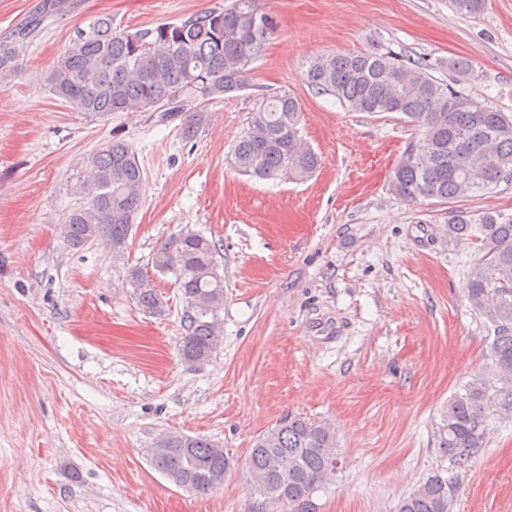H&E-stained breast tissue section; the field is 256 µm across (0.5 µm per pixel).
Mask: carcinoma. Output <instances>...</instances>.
I'll list each match as a JSON object with an SVG mask.
<instances>
[{
  "instance_id": "1",
  "label": "carcinoma",
  "mask_w": 512,
  "mask_h": 512,
  "mask_svg": "<svg viewBox=\"0 0 512 512\" xmlns=\"http://www.w3.org/2000/svg\"><path fill=\"white\" fill-rule=\"evenodd\" d=\"M61 2L44 0L39 14L0 42V82L16 75L18 57ZM484 2L452 0V6L474 15ZM262 17L268 27L258 31L254 21ZM276 28L257 0H233L227 8L135 31L114 27L112 16L103 15L78 29L71 48L58 56L49 92L92 117L152 112L158 123L177 120L182 136L191 139L206 121L205 103L251 89L250 65ZM306 78L351 112L397 113L416 127L418 135L390 179V190L405 202L461 201L512 175V113L439 81L420 61L379 52L322 54L309 61ZM302 122L292 94L263 95L231 149V165L266 181L310 177L320 159L303 137ZM79 167L75 192L80 203L67 215L64 238L73 246L101 241L121 256L146 191L137 152L127 141L114 139L84 156ZM448 240L476 252L463 293L488 325L494 372L490 378H473L448 399L434 435L449 466L431 472L401 497L395 512H454L459 476L484 447L490 420L512 418V220L501 222L487 213L476 223L458 211L448 224ZM218 252L217 242L187 228L164 240L151 256L153 269L172 276L184 299L179 351L193 367L212 360L224 335ZM127 281L144 311H165L166 301L149 275L129 267ZM339 459L329 423L288 413L257 439L245 465L260 497L303 508L336 472ZM150 462L175 485L195 493L223 486L228 467L224 449L178 431L155 440Z\"/></svg>"
}]
</instances>
